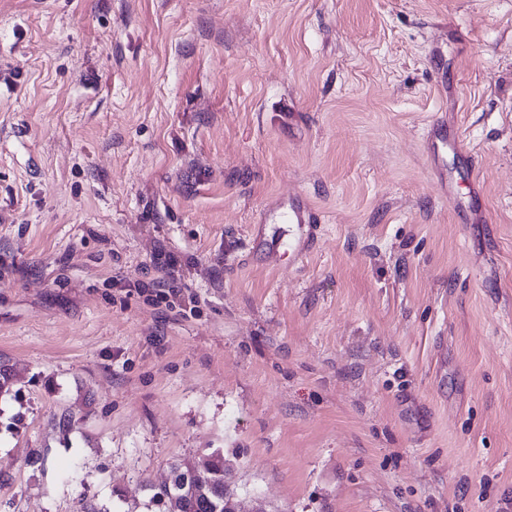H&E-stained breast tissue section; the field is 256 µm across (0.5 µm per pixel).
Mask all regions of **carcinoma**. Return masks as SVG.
Here are the masks:
<instances>
[{
    "label": "carcinoma",
    "mask_w": 512,
    "mask_h": 512,
    "mask_svg": "<svg viewBox=\"0 0 512 512\" xmlns=\"http://www.w3.org/2000/svg\"><path fill=\"white\" fill-rule=\"evenodd\" d=\"M209 468L194 487L183 489L173 481L153 493L150 501L167 506V512H224V499L236 498V492L218 482L224 473V456L217 453L208 457Z\"/></svg>",
    "instance_id": "carcinoma-1"
}]
</instances>
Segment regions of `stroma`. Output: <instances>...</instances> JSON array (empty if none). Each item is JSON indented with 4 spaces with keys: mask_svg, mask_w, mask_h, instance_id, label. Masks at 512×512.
I'll return each instance as SVG.
<instances>
[{
    "mask_svg": "<svg viewBox=\"0 0 512 512\" xmlns=\"http://www.w3.org/2000/svg\"><path fill=\"white\" fill-rule=\"evenodd\" d=\"M0 359V512H512V0H0ZM284 218L288 220L289 224L304 226L303 237L295 245L297 252L303 255L314 243L315 231L319 222L318 214L312 209H308L301 199L293 198L288 200V211L285 212ZM154 264L155 268L161 274L160 280L155 282L154 287L162 289H157L155 291V297L149 299L156 303L165 302L167 306H173L175 300H179L183 297L182 288H177L172 285L174 283V273L178 261L172 254L160 251ZM209 468L196 481L194 489H182L177 481L165 485L153 493L150 502L165 504L167 512H235L233 500L236 492L228 485L219 483V475H224V456L217 453L208 457ZM227 498V499H225ZM225 499V500H224ZM217 509L218 505H222Z\"/></svg>",
    "mask_w": 512,
    "mask_h": 512,
    "instance_id": "35a3bbf8",
    "label": "stroma"
}]
</instances>
